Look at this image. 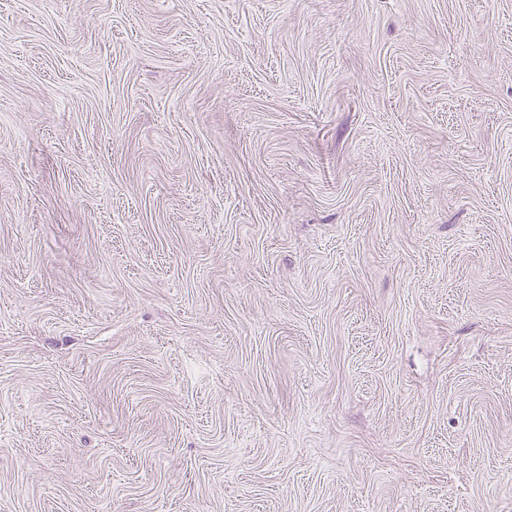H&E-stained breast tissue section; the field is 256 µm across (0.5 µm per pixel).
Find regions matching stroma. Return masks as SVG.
Wrapping results in <instances>:
<instances>
[{
	"label": "stroma",
	"instance_id": "35a3bbf8",
	"mask_svg": "<svg viewBox=\"0 0 512 512\" xmlns=\"http://www.w3.org/2000/svg\"><path fill=\"white\" fill-rule=\"evenodd\" d=\"M0 512H512V0H0Z\"/></svg>",
	"mask_w": 512,
	"mask_h": 512
}]
</instances>
